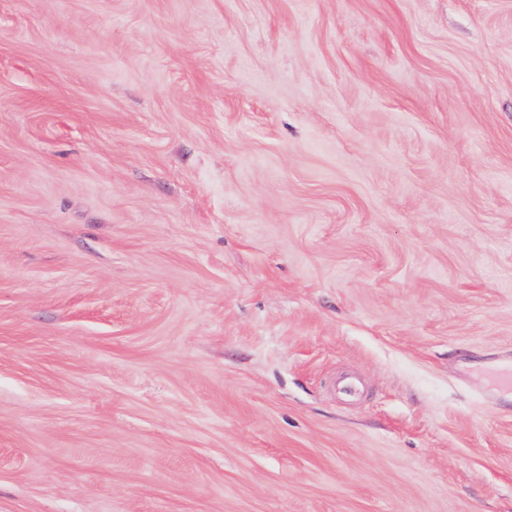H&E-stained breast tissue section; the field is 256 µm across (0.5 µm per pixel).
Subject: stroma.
<instances>
[{"mask_svg":"<svg viewBox=\"0 0 512 512\" xmlns=\"http://www.w3.org/2000/svg\"><path fill=\"white\" fill-rule=\"evenodd\" d=\"M510 367L512 0H0V512H512Z\"/></svg>","mask_w":512,"mask_h":512,"instance_id":"1","label":"stroma"}]
</instances>
